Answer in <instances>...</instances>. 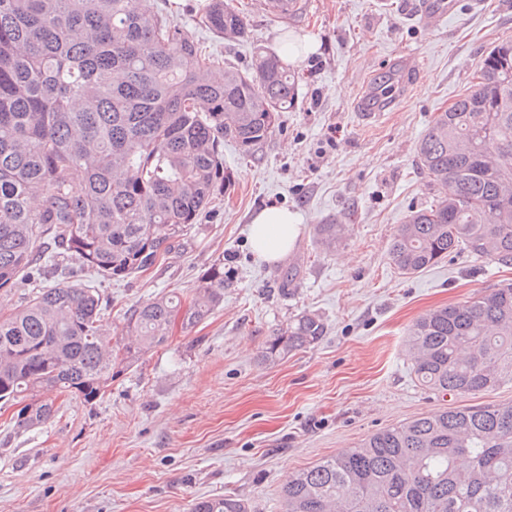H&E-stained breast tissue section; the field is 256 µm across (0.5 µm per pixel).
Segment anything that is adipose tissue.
<instances>
[{
	"label": "adipose tissue",
	"instance_id": "obj_1",
	"mask_svg": "<svg viewBox=\"0 0 512 512\" xmlns=\"http://www.w3.org/2000/svg\"><path fill=\"white\" fill-rule=\"evenodd\" d=\"M299 232L300 222L296 213L282 206H267L252 219V250L263 261H278L292 249Z\"/></svg>",
	"mask_w": 512,
	"mask_h": 512
}]
</instances>
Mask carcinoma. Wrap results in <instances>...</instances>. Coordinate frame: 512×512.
I'll return each instance as SVG.
<instances>
[{"label":"carcinoma","instance_id":"1","mask_svg":"<svg viewBox=\"0 0 512 512\" xmlns=\"http://www.w3.org/2000/svg\"><path fill=\"white\" fill-rule=\"evenodd\" d=\"M199 25L247 35L231 0H210ZM512 38L482 58L477 82L433 119L419 168L441 192L410 211L389 254L405 274L466 251L512 267ZM288 62L255 52L251 69L205 53L168 15L136 0H0V289L36 285L0 312V401L25 402L14 425L54 415L49 394L91 402L224 302V261L189 302L175 292L135 306L121 335L103 324L98 289L39 284L46 255L104 279L148 270L196 223L224 178L221 146L253 154L295 107ZM342 224H320L336 247ZM314 313L295 316L262 360L316 345ZM417 382L463 398L512 384V283L421 316L408 333ZM286 512H512V403L443 409L400 422L288 476ZM236 495L191 512H248Z\"/></svg>","mask_w":512,"mask_h":512}]
</instances>
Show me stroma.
Returning <instances> with one entry per match:
<instances>
[{
    "mask_svg": "<svg viewBox=\"0 0 512 512\" xmlns=\"http://www.w3.org/2000/svg\"><path fill=\"white\" fill-rule=\"evenodd\" d=\"M207 0H150L206 52L241 70L278 35L315 39L294 65L299 98L252 156L225 141L218 189L196 224L147 271L107 280L83 275L126 312L174 290L191 300L201 275L224 261V304L191 331L121 372L96 401L59 396L56 413L15 430L0 408V512H189L195 499L236 494L252 512H284L282 487L300 469L367 436L434 410L512 402V384L451 401L422 388L408 333L429 310L512 282V268L454 253L404 275L389 243L411 210L437 191L417 166V146L438 112L476 81L486 54L512 37V0H459L454 15L428 22L417 0H307L295 21L264 0H234L247 24L227 41L198 24ZM411 55L412 82L391 78L392 59ZM396 90L397 111L365 123L354 111L369 89ZM277 204L297 213L294 248L268 263L254 254L250 220ZM321 224L347 230L334 251L316 241ZM297 275L289 288L281 280ZM325 323L317 345L264 362L266 342L297 314Z\"/></svg>",
    "mask_w": 512,
    "mask_h": 512,
    "instance_id": "1",
    "label": "stroma"
}]
</instances>
